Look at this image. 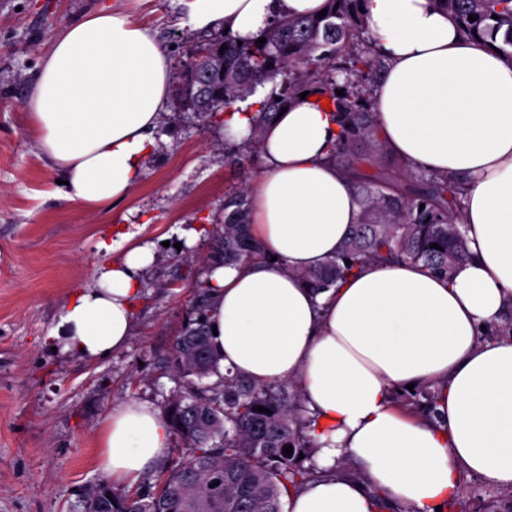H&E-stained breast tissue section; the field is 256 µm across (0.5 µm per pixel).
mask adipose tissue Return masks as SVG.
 I'll return each instance as SVG.
<instances>
[{
    "label": "adipose tissue",
    "instance_id": "obj_1",
    "mask_svg": "<svg viewBox=\"0 0 512 512\" xmlns=\"http://www.w3.org/2000/svg\"><path fill=\"white\" fill-rule=\"evenodd\" d=\"M326 0H190L191 29L246 40L280 16ZM385 68L374 91L381 141L406 165L463 181L474 257L450 279L421 264L368 262L324 293L299 274L338 254L362 204L355 179L328 159L340 126L302 99L264 132L252 224L266 258L209 266L219 367L258 384L297 382L320 441L324 477L293 491L287 512H378L383 493L436 512L475 477L512 491V335L481 339L512 311V60L465 37L435 0H363ZM170 61L150 30L101 10L68 26L42 59L29 128L88 211L125 199L155 146ZM154 245L98 268L64 303L57 338L88 359L121 349L138 272ZM434 384L437 418L401 412L392 390ZM168 422L145 404L100 426L99 464L135 479L166 448Z\"/></svg>",
    "mask_w": 512,
    "mask_h": 512
}]
</instances>
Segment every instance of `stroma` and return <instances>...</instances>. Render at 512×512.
<instances>
[{
    "instance_id": "35a3bbf8",
    "label": "stroma",
    "mask_w": 512,
    "mask_h": 512,
    "mask_svg": "<svg viewBox=\"0 0 512 512\" xmlns=\"http://www.w3.org/2000/svg\"><path fill=\"white\" fill-rule=\"evenodd\" d=\"M103 6L155 32L176 80L203 38L183 0H0V512H85L86 490L103 477L100 424L123 403L163 409L177 389L165 360L191 313L225 192L256 185L261 171L252 159L225 162L223 114L172 102L127 199L96 215L65 199L29 131L27 99L54 38ZM191 224L203 233L187 244ZM145 241L155 255L138 274L126 346L99 360L57 351L62 306L94 284L100 243L118 259Z\"/></svg>"
}]
</instances>
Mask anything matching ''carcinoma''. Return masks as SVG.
I'll return each instance as SVG.
<instances>
[{"label": "carcinoma", "mask_w": 512, "mask_h": 512, "mask_svg": "<svg viewBox=\"0 0 512 512\" xmlns=\"http://www.w3.org/2000/svg\"><path fill=\"white\" fill-rule=\"evenodd\" d=\"M360 2L326 0V15L281 17L241 43L224 34L219 38L226 45L222 75L208 72L207 57L201 55L214 41L196 45L190 59L199 72L198 83L209 89L208 106L200 104L186 78L173 88L179 107L200 114L228 110L257 88H268L250 117V136L241 152L227 155L235 164L244 152L259 156L266 127L301 93H316L331 103L340 132L329 157L355 175L362 215L338 256L300 273L307 285L320 292L367 261L421 262L430 273L448 279L471 257L461 219L463 189L458 183L425 169L407 168L399 182L387 173L361 170L363 164L376 165L382 159L372 83L383 62L351 48L363 29ZM440 6L472 38L505 30L498 49L512 60V0H444ZM470 15L476 20L469 21ZM260 38L265 39L261 47L256 43ZM339 74L344 75L341 84ZM250 214L248 187L228 194L224 215L213 228L215 247L207 263L228 266L265 256L252 233ZM433 243L439 248L431 247ZM347 259L351 264H345ZM196 288L190 322L176 336L168 361L179 387L164 407L171 433L184 444V454L155 482L141 486L132 499L107 497L112 483L98 481L87 494L96 512H282L284 494L323 473L313 464L304 465L321 444L309 435L311 420L303 414L297 384H256L229 370L221 373L209 330L212 288L206 281ZM212 376L213 383H202ZM393 402L416 416L435 417V390L429 385L396 392ZM259 406L270 413L258 411ZM287 445L293 447L290 456L283 454Z\"/></svg>", "instance_id": "carcinoma-1"}]
</instances>
